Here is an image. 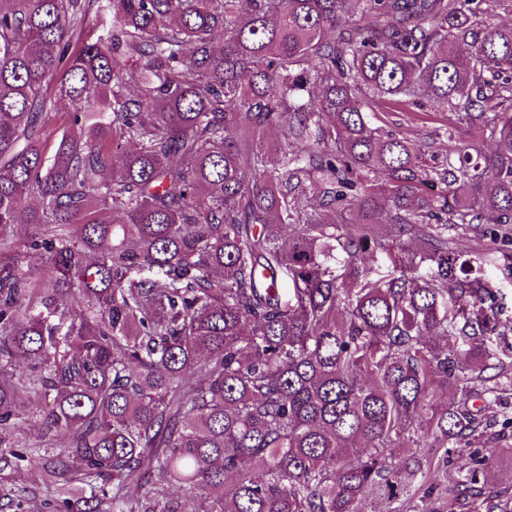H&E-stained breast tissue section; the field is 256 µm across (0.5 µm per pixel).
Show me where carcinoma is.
<instances>
[{"instance_id":"1","label":"carcinoma","mask_w":512,"mask_h":512,"mask_svg":"<svg viewBox=\"0 0 512 512\" xmlns=\"http://www.w3.org/2000/svg\"><path fill=\"white\" fill-rule=\"evenodd\" d=\"M488 2L0 0V512H512V326L448 258L450 224L512 237ZM364 89L455 116L448 165Z\"/></svg>"}]
</instances>
